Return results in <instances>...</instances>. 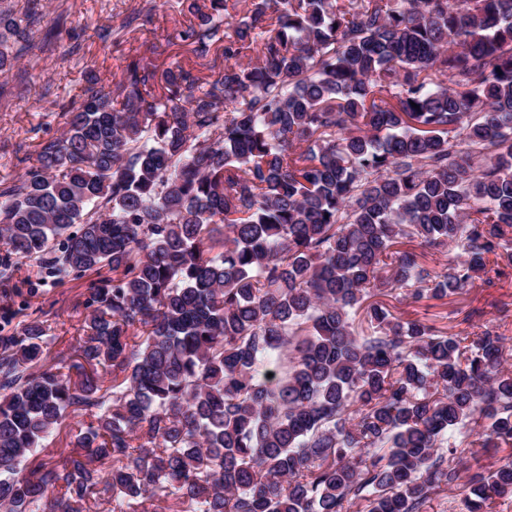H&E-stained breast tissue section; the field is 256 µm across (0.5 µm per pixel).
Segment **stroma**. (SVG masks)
I'll return each mask as SVG.
<instances>
[{"mask_svg": "<svg viewBox=\"0 0 512 512\" xmlns=\"http://www.w3.org/2000/svg\"><path fill=\"white\" fill-rule=\"evenodd\" d=\"M190 0H50L51 16L62 17L53 51L42 49L44 33L35 31L31 49L22 61L28 71L23 94L0 96V179L19 173L18 157L34 159V147L43 137L60 131L62 109L78 101L88 72L118 81L124 59L137 51L160 68L179 60V35L195 17ZM134 12L143 20L135 32L121 34L125 18ZM86 279L60 287L39 283L29 268L0 282V311L28 307L49 325L50 353L76 345L86 311ZM406 320H419L444 332L497 331L508 338L505 357L512 364V276L492 284L476 285L443 300L402 302L395 308ZM512 461V447L483 450L461 447L448 455L451 469H492Z\"/></svg>", "mask_w": 512, "mask_h": 512, "instance_id": "stroma-1", "label": "stroma"}]
</instances>
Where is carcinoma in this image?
Returning a JSON list of instances; mask_svg holds the SVG:
<instances>
[{
	"mask_svg": "<svg viewBox=\"0 0 512 512\" xmlns=\"http://www.w3.org/2000/svg\"><path fill=\"white\" fill-rule=\"evenodd\" d=\"M207 2L185 62L89 73L0 180V281L97 275L73 352L38 316L0 334V512H423L460 478L485 512L512 461L445 452L512 447L508 337L368 299L509 276L512 0ZM46 11L0 0L20 89ZM447 462L445 466L448 469H464L470 468L474 471L477 468L492 469L508 461H512V447H503L497 450L484 451L478 445L467 447L466 444L461 448H457L454 454L447 453Z\"/></svg>",
	"mask_w": 512,
	"mask_h": 512,
	"instance_id": "cac0c4a2",
	"label": "carcinoma"
}]
</instances>
